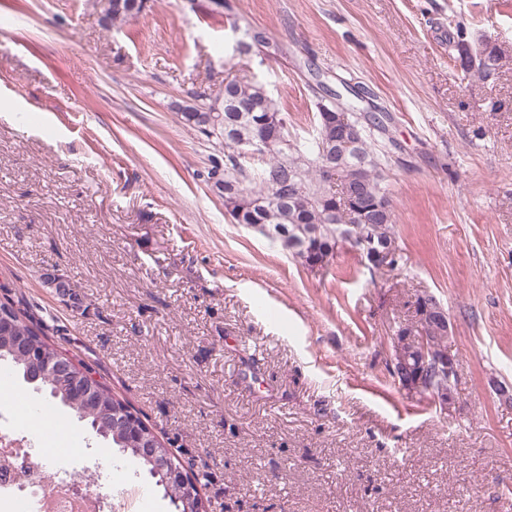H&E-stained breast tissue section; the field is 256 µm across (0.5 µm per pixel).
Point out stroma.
Listing matches in <instances>:
<instances>
[{
    "instance_id": "1",
    "label": "stroma",
    "mask_w": 512,
    "mask_h": 512,
    "mask_svg": "<svg viewBox=\"0 0 512 512\" xmlns=\"http://www.w3.org/2000/svg\"><path fill=\"white\" fill-rule=\"evenodd\" d=\"M147 0L103 26L98 0H0V295L32 308L176 453L209 512H512V0ZM265 27L274 58L236 56ZM506 51L464 76L448 38ZM248 74L314 133L349 84L385 113L384 185L403 260L370 274L350 245L309 269L224 207L218 141L193 94ZM64 275L72 304L45 286ZM453 325L455 403L391 374L418 297ZM29 425L60 458L128 460L60 405Z\"/></svg>"
}]
</instances>
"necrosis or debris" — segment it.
<instances>
[{"instance_id": "4bbe7bcc", "label": "necrosis or debris", "mask_w": 512, "mask_h": 512, "mask_svg": "<svg viewBox=\"0 0 512 512\" xmlns=\"http://www.w3.org/2000/svg\"><path fill=\"white\" fill-rule=\"evenodd\" d=\"M111 489L62 469L47 448L25 446L0 416V512H115Z\"/></svg>"}]
</instances>
